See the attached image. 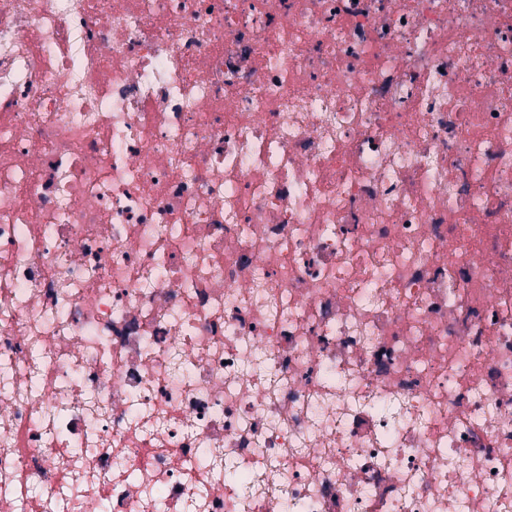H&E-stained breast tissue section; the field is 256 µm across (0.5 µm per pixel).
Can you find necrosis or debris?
Returning <instances> with one entry per match:
<instances>
[{
    "label": "necrosis or debris",
    "mask_w": 512,
    "mask_h": 512,
    "mask_svg": "<svg viewBox=\"0 0 512 512\" xmlns=\"http://www.w3.org/2000/svg\"><path fill=\"white\" fill-rule=\"evenodd\" d=\"M0 512H512V0H0Z\"/></svg>",
    "instance_id": "4bbe7bcc"
}]
</instances>
